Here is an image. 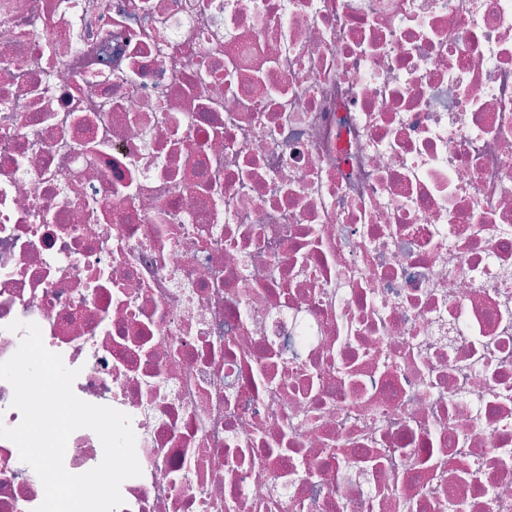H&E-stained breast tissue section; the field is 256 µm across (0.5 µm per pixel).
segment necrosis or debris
Listing matches in <instances>:
<instances>
[{"label":"necrosis or debris","mask_w":512,"mask_h":512,"mask_svg":"<svg viewBox=\"0 0 512 512\" xmlns=\"http://www.w3.org/2000/svg\"><path fill=\"white\" fill-rule=\"evenodd\" d=\"M16 320L118 512H512V0H0Z\"/></svg>","instance_id":"4bbe7bcc"}]
</instances>
